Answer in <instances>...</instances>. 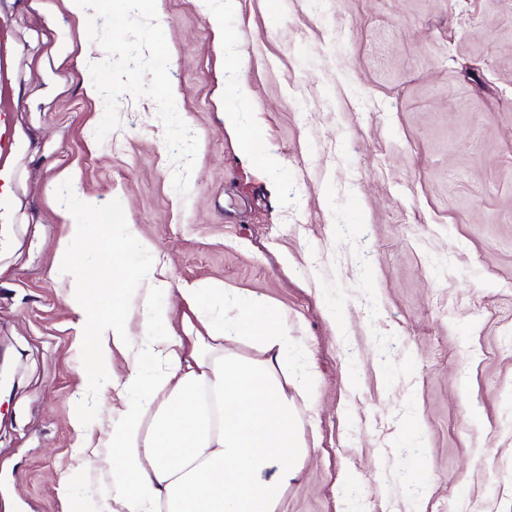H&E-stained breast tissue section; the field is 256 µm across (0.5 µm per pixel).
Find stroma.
<instances>
[{
    "label": "stroma",
    "instance_id": "35a3bbf8",
    "mask_svg": "<svg viewBox=\"0 0 512 512\" xmlns=\"http://www.w3.org/2000/svg\"><path fill=\"white\" fill-rule=\"evenodd\" d=\"M0 10L19 101L0 512H66L62 477L90 506L112 495L127 362L87 385L56 262L70 197L152 244L174 315L201 284L285 313L311 451L281 512H512V0ZM254 128L277 169L244 152Z\"/></svg>",
    "mask_w": 512,
    "mask_h": 512
}]
</instances>
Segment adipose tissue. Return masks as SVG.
I'll return each mask as SVG.
<instances>
[{
  "label": "adipose tissue",
  "instance_id": "adipose-tissue-1",
  "mask_svg": "<svg viewBox=\"0 0 512 512\" xmlns=\"http://www.w3.org/2000/svg\"><path fill=\"white\" fill-rule=\"evenodd\" d=\"M87 203L69 212L70 234L121 235L106 270L87 271L59 243L71 273L67 303L77 317L86 374L105 371L112 349L127 360L113 377L112 501L106 512H279L305 449L297 411L288 396L286 317L224 289H180L181 329L162 302L154 273L140 256L151 245L128 224L90 228ZM145 288L141 333L120 312L130 283ZM259 348L252 358L227 348L230 333Z\"/></svg>",
  "mask_w": 512,
  "mask_h": 512
}]
</instances>
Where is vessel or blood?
<instances>
[{
    "label": "vessel or blood",
    "mask_w": 512,
    "mask_h": 512,
    "mask_svg": "<svg viewBox=\"0 0 512 512\" xmlns=\"http://www.w3.org/2000/svg\"><path fill=\"white\" fill-rule=\"evenodd\" d=\"M7 35L0 30V239L6 237L11 214L10 189L13 172L9 159L13 155L17 141L16 132L9 108L4 100L10 97V84L6 57Z\"/></svg>",
    "instance_id": "1"
}]
</instances>
